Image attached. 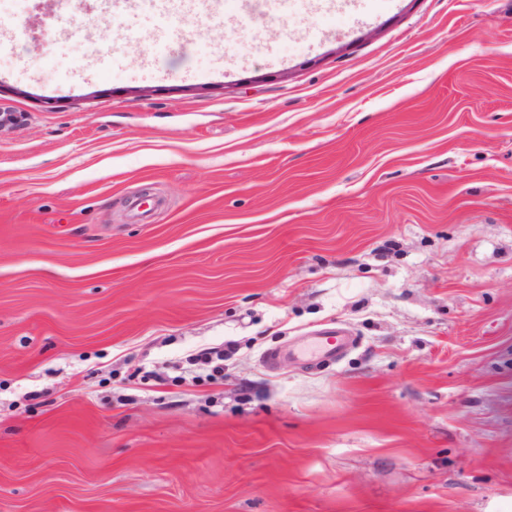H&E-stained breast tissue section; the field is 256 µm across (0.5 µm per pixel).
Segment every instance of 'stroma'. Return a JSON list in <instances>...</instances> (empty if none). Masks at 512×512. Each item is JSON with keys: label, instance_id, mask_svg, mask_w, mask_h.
<instances>
[{"label": "stroma", "instance_id": "35a3bbf8", "mask_svg": "<svg viewBox=\"0 0 512 512\" xmlns=\"http://www.w3.org/2000/svg\"><path fill=\"white\" fill-rule=\"evenodd\" d=\"M0 46V512H512V0ZM347 343L348 340L345 336H340L335 333L316 336L313 340L297 350L295 354L297 356L333 359L342 352Z\"/></svg>", "mask_w": 512, "mask_h": 512}]
</instances>
